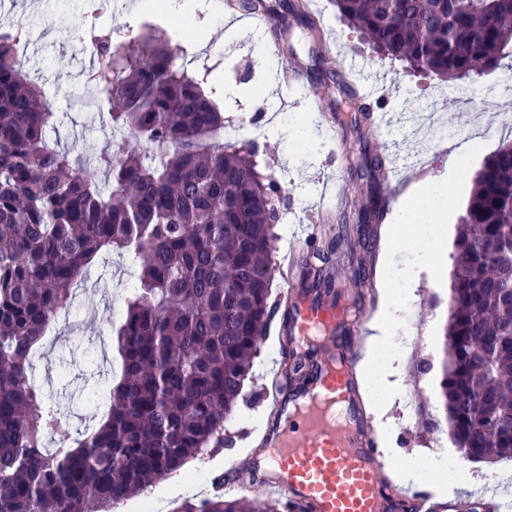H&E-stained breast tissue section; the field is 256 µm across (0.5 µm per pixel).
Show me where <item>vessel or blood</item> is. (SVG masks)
Listing matches in <instances>:
<instances>
[{
	"instance_id": "1",
	"label": "vessel or blood",
	"mask_w": 512,
	"mask_h": 512,
	"mask_svg": "<svg viewBox=\"0 0 512 512\" xmlns=\"http://www.w3.org/2000/svg\"><path fill=\"white\" fill-rule=\"evenodd\" d=\"M288 356L301 343L327 350L314 359L309 382L288 398L273 396L271 421L260 432L264 468L258 489L280 495L289 512H386L394 484L378 457L356 376L358 349L336 334L360 328L343 306L299 302L288 281Z\"/></svg>"
}]
</instances>
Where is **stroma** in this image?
<instances>
[{
    "label": "stroma",
    "instance_id": "1",
    "mask_svg": "<svg viewBox=\"0 0 512 512\" xmlns=\"http://www.w3.org/2000/svg\"><path fill=\"white\" fill-rule=\"evenodd\" d=\"M226 2L206 0L207 10L196 13L175 44L190 62L189 74L206 77V87L226 121L235 124L253 119L278 130L275 137L261 140L258 157L261 172L277 179L287 202L286 214L275 228L277 255L287 253L289 236L302 227H316L319 241L326 244L337 232L342 205L336 187L350 179V150L358 145L357 134L335 120L321 86L307 82L298 91L285 86L283 80L285 71L295 68L306 73L315 58L327 54L339 63H356V70L347 71V79L368 83L374 99H388L392 106L381 115V127L371 139L373 150L387 153L395 170L416 161L423 177H453L448 221L458 224L473 175L503 143L512 141V96L490 91L511 70L502 67L478 79L469 90L478 106L469 110L460 101L456 83L413 74L400 63L370 56L359 34L339 20L330 0H313L308 6L321 29L318 42L299 29L287 33L270 29L259 36L248 25L237 35H226L225 20L241 18L240 13L227 10ZM138 3L109 0L101 22L113 40L136 44L151 23V16L141 12ZM85 8V0H0V22L18 24L27 32L18 58L20 69L42 88L58 114L51 140L82 160L97 152L111 135L99 113L86 104L90 92L84 75L94 60L89 51L69 40L70 29L81 21ZM203 33L211 36L204 47L197 42ZM269 59L276 62V71L266 69ZM260 87L266 89V96L279 100L278 110L268 112L265 97L256 93ZM307 130L319 135L315 151L305 159L286 160L296 133ZM475 133L480 136L479 147L462 153L461 145ZM379 202L383 218L373 227L378 252L404 264L400 240L412 227L394 220L401 199L384 192ZM409 277L412 305L402 330L425 338L435 332L436 321L445 317L447 308L432 306L437 288L426 272L413 270ZM127 279L121 258L112 254L100 260L87 283L78 287L73 307L59 315L35 355V377L61 414L53 441L69 439L91 424L98 411L104 381L117 368L112 326L124 311ZM181 482L176 475L149 489L147 495L154 497L157 512H173L183 501ZM144 496H130L114 512H139Z\"/></svg>",
    "mask_w": 512,
    "mask_h": 512
}]
</instances>
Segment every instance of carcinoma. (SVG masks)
<instances>
[{
  "label": "carcinoma",
  "mask_w": 512,
  "mask_h": 512,
  "mask_svg": "<svg viewBox=\"0 0 512 512\" xmlns=\"http://www.w3.org/2000/svg\"><path fill=\"white\" fill-rule=\"evenodd\" d=\"M370 53L441 81L512 69V0H331ZM101 0L72 30L97 61L112 136L82 162L49 142L56 129L42 89L20 69L23 28L0 33V512H112L130 494L224 447L244 381L280 307L274 226L284 197L258 170L256 144L224 143V112L189 75L155 26L140 47L112 40ZM283 31H314L301 4L236 0ZM360 131L354 180L371 185L389 158L368 150L375 106L326 59ZM368 194L338 217L362 309L383 211ZM449 254L451 284L439 362L414 357L419 382L439 370L438 398L418 406L420 427L473 460L512 458V143L477 173ZM112 252L133 286L115 327L120 373L99 422L55 448L60 423L37 385L33 351L98 257ZM304 292L339 301L327 252L301 260ZM286 379L305 383L294 353ZM179 512H286L279 500H185Z\"/></svg>",
  "instance_id": "1"
}]
</instances>
